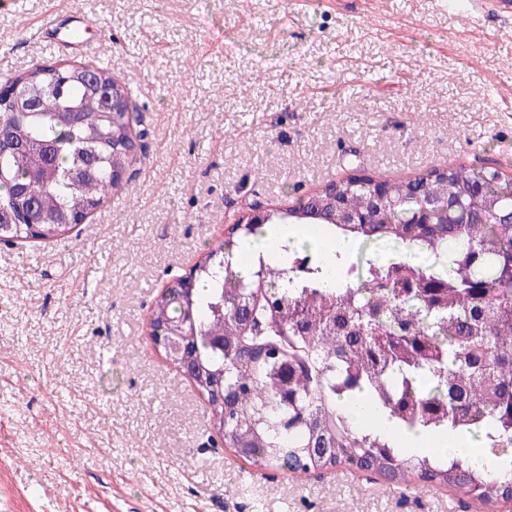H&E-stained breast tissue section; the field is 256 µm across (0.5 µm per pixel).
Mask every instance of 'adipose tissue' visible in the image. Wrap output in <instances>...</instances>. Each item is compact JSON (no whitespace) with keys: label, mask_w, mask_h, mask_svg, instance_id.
I'll use <instances>...</instances> for the list:
<instances>
[{"label":"adipose tissue","mask_w":512,"mask_h":512,"mask_svg":"<svg viewBox=\"0 0 512 512\" xmlns=\"http://www.w3.org/2000/svg\"><path fill=\"white\" fill-rule=\"evenodd\" d=\"M286 243L294 246L308 245L331 265L335 264L337 257L347 255L351 249L350 240L329 234H317L310 225L282 224L266 229L262 236L240 243L239 250L245 255L261 253L275 259L281 256V247ZM352 415L360 425L377 426L393 438L400 448L410 453L439 450L470 459H477L482 455L479 442L466 433L450 435L435 432L420 436L405 434L385 413L374 411L363 398L357 402Z\"/></svg>","instance_id":"obj_1"}]
</instances>
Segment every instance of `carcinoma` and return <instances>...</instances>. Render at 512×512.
<instances>
[{
    "label": "carcinoma",
    "mask_w": 512,
    "mask_h": 512,
    "mask_svg": "<svg viewBox=\"0 0 512 512\" xmlns=\"http://www.w3.org/2000/svg\"><path fill=\"white\" fill-rule=\"evenodd\" d=\"M39 65L14 78L52 90L37 112L0 93V131L19 145L0 152V243L67 235L118 188L132 161L135 115L103 108L100 91L131 100L98 68ZM383 206L369 188L339 183L292 211L320 210L325 227L358 246L418 251L362 269L344 258L332 284L318 253L284 245V258L255 257L241 270L239 244L262 224H237L195 267L193 285L156 299L151 325L175 329L190 349L170 361L211 408V426L259 469L293 473L347 463L398 485L415 481L466 490L480 504L512 498V477L486 464L512 460V178L490 167L429 170L386 183ZM461 198L458 223L438 213L420 224L429 196ZM366 396L407 434L439 429L484 438L487 459L407 453L349 405Z\"/></svg>",
    "instance_id": "carcinoma-1"
}]
</instances>
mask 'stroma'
<instances>
[{
  "label": "stroma",
  "mask_w": 512,
  "mask_h": 512,
  "mask_svg": "<svg viewBox=\"0 0 512 512\" xmlns=\"http://www.w3.org/2000/svg\"><path fill=\"white\" fill-rule=\"evenodd\" d=\"M80 13L93 46L40 32ZM105 67L142 133L67 238L0 244V512H498L339 466L256 471L150 336L252 207L353 175H512V18L453 0H0V83Z\"/></svg>",
  "instance_id": "1"
}]
</instances>
